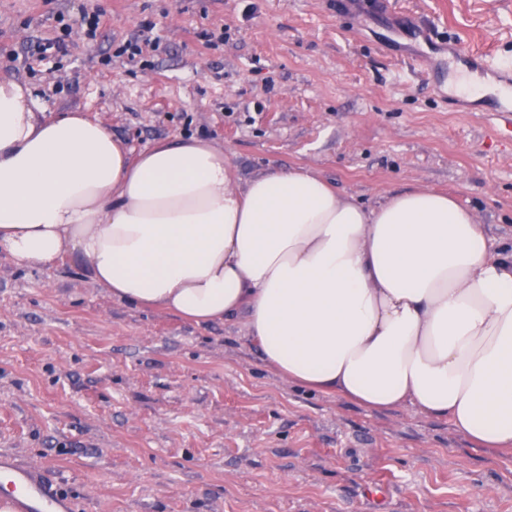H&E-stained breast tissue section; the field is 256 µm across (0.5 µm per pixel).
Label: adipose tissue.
<instances>
[{"mask_svg":"<svg viewBox=\"0 0 512 512\" xmlns=\"http://www.w3.org/2000/svg\"><path fill=\"white\" fill-rule=\"evenodd\" d=\"M0 251L46 269L70 256L112 298L199 325L246 313L288 381L409 402L512 451V250L446 194L368 207L295 168L240 186L210 143L135 157L100 121L46 117L0 80Z\"/></svg>","mask_w":512,"mask_h":512,"instance_id":"adipose-tissue-1","label":"adipose tissue"}]
</instances>
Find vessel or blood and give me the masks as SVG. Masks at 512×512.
Here are the masks:
<instances>
[{"label": "vessel or blood", "mask_w": 512, "mask_h": 512, "mask_svg": "<svg viewBox=\"0 0 512 512\" xmlns=\"http://www.w3.org/2000/svg\"><path fill=\"white\" fill-rule=\"evenodd\" d=\"M448 52L468 67L512 82L510 61L473 52L454 37L448 40ZM0 493L11 503L13 512H73L71 503L57 494L40 467L22 463L10 454H0Z\"/></svg>", "instance_id": "1"}]
</instances>
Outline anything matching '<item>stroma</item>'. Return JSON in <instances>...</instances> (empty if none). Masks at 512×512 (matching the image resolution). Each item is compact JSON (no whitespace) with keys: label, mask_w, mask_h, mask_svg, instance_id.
Masks as SVG:
<instances>
[{"label":"stroma","mask_w":512,"mask_h":512,"mask_svg":"<svg viewBox=\"0 0 512 512\" xmlns=\"http://www.w3.org/2000/svg\"><path fill=\"white\" fill-rule=\"evenodd\" d=\"M0 0V79L134 150L205 139L245 183L306 168L376 205L414 187L512 246V142L486 100L447 101L427 23L512 60V0ZM70 25L68 53L31 51ZM100 10L96 39L84 12ZM152 24L158 48L117 56ZM426 55L438 73L412 66ZM77 512H512V455L412 405L369 410L260 359L245 314L198 326L121 302L71 259L0 252V453Z\"/></svg>","instance_id":"stroma-1"}]
</instances>
